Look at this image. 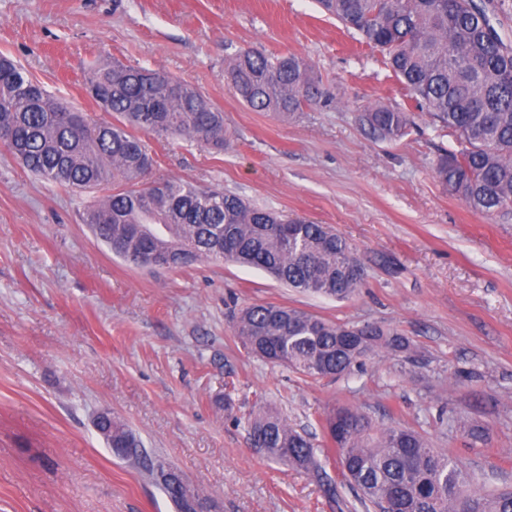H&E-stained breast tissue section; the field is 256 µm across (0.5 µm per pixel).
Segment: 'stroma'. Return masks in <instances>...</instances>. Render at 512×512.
I'll list each match as a JSON object with an SVG mask.
<instances>
[{
	"instance_id": "stroma-1",
	"label": "stroma",
	"mask_w": 512,
	"mask_h": 512,
	"mask_svg": "<svg viewBox=\"0 0 512 512\" xmlns=\"http://www.w3.org/2000/svg\"><path fill=\"white\" fill-rule=\"evenodd\" d=\"M251 47L309 59L335 104L285 119L251 110L224 78ZM0 54L92 115L91 62L181 77L223 111L228 140L217 153L147 136L157 175L330 225L365 268L358 292L337 300L222 261L134 266L82 221L111 184H49L0 146V512H175L99 436L105 409L215 512H374L337 461L330 494L251 448L248 422L265 410L320 439L326 413L347 404L413 426L480 486L512 485V215L448 193L433 168L454 139L422 112L397 142L361 129L358 108L409 103L379 51L315 0H0ZM252 303L373 322L410 348L340 377L304 376L243 348L232 316Z\"/></svg>"
}]
</instances>
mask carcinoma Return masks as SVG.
<instances>
[{"instance_id": "obj_1", "label": "carcinoma", "mask_w": 512, "mask_h": 512, "mask_svg": "<svg viewBox=\"0 0 512 512\" xmlns=\"http://www.w3.org/2000/svg\"><path fill=\"white\" fill-rule=\"evenodd\" d=\"M386 57L415 109L455 137L435 174L448 191L483 215L512 213V45L473 0H317ZM225 79L257 112L286 118L335 98L301 55L270 56L245 49ZM100 111L75 112L51 96L12 59L0 56V132L4 148L32 174L71 190L112 181V193L87 206L83 222L115 256L135 266L147 257L171 269L224 260L261 269L299 292L343 300L364 281V269L335 231L304 218L254 207L219 187L153 177L157 161L139 130L190 139L221 151L224 112L194 86L162 68L98 63L86 78ZM359 124L375 139L410 134L406 107L366 106ZM233 331L252 355L315 378H335L382 349L409 348L407 338L375 323L328 322L304 310L253 303L240 310ZM121 459L140 461V441L123 423H98ZM322 448L278 413L255 416L252 447L268 458L329 481L336 452L346 480L378 512H512V488L476 487L475 477L417 430L382 425L342 405L323 425ZM177 512H208L206 499L187 498L177 478L157 481Z\"/></svg>"}]
</instances>
